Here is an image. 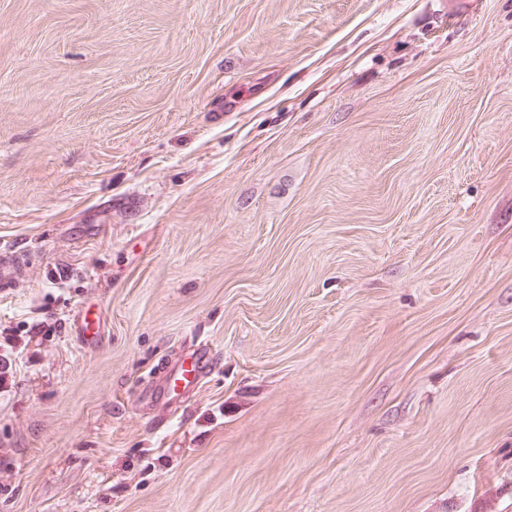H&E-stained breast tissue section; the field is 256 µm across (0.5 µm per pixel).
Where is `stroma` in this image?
<instances>
[{"label": "stroma", "instance_id": "stroma-1", "mask_svg": "<svg viewBox=\"0 0 512 512\" xmlns=\"http://www.w3.org/2000/svg\"><path fill=\"white\" fill-rule=\"evenodd\" d=\"M5 250L0 512H512V0H0ZM207 365H213L212 360H201V358H196L192 364L191 367L187 370L180 369L176 371L169 379L168 386H167V393L168 392H175L177 388L179 387V383H183L185 386L190 384V379L188 377V374H191V380L194 382L196 379L199 378V376L203 373V368ZM191 382V383H192Z\"/></svg>", "mask_w": 512, "mask_h": 512}]
</instances>
